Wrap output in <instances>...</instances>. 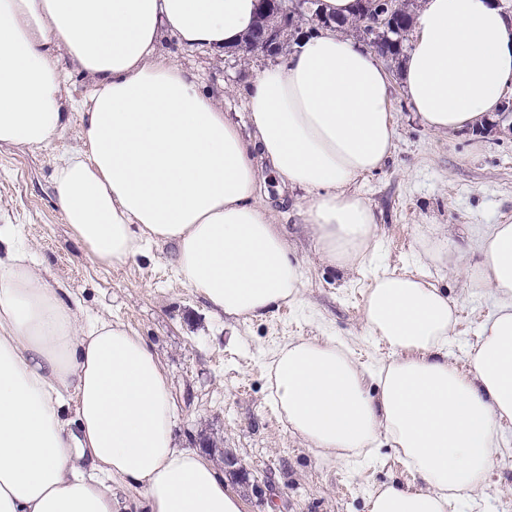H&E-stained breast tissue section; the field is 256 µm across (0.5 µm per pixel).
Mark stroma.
<instances>
[{"instance_id":"stroma-1","label":"stroma","mask_w":512,"mask_h":512,"mask_svg":"<svg viewBox=\"0 0 512 512\" xmlns=\"http://www.w3.org/2000/svg\"><path fill=\"white\" fill-rule=\"evenodd\" d=\"M160 51L218 91L225 111L248 125L246 88L272 57L235 49L221 55L207 48L186 51L169 37ZM386 64L394 76V150L382 170L354 185L378 216L376 257L350 271L319 263L296 208L301 191L279 192L278 180L267 177L260 196L285 228L288 250L303 262L305 280L297 303L245 323L211 315L206 301L179 281L172 246L153 245L127 262L103 266L72 236L52 175L57 160L81 146L80 113H73L48 147L0 148V224L16 226L50 285L68 288L87 314L112 317L148 342L171 381L179 443L223 468L244 512H366L370 491L395 480L417 481L386 441L375 444L369 461L353 467L324 459L293 435L268 399L264 366L281 346L298 337H333L366 366L387 362L388 346L366 336V291L374 274L408 272L457 301L459 320L449 350L462 368L481 324L498 305L487 289L472 287L465 271L414 264L412 253L422 224L441 225L470 256L493 225L512 223V113L496 112L476 131L433 133L410 108L399 60ZM501 448L466 512H512V423L501 435Z\"/></svg>"}]
</instances>
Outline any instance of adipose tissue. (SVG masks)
I'll list each match as a JSON object with an SVG mask.
<instances>
[{
	"mask_svg": "<svg viewBox=\"0 0 512 512\" xmlns=\"http://www.w3.org/2000/svg\"><path fill=\"white\" fill-rule=\"evenodd\" d=\"M257 0H0V147L50 145L80 111L81 148L53 173L65 224L103 264L153 244L175 249L181 280L215 316L260 318L297 300L302 262L258 195L264 173L304 193L314 249L340 270L378 247V218L352 186L383 168L396 125L379 54L321 30L252 80L243 133L163 37L222 50L251 30ZM402 63L415 116L445 134L475 130L512 86V16L497 0H425ZM88 78L66 101L62 61ZM414 258L467 262L497 310L465 368L448 358L458 304L404 274L376 277L368 336L390 360L369 391L335 338L288 343L267 363L269 396L293 435L356 465L386 438L416 475L371 492L367 512H449L483 488L512 421V224L464 260L439 225ZM34 252L0 224V512H119L113 481L146 512H244L200 452L180 447L172 387L151 347L120 322L82 315L38 275Z\"/></svg>",
	"mask_w": 512,
	"mask_h": 512,
	"instance_id": "1",
	"label": "adipose tissue"
}]
</instances>
